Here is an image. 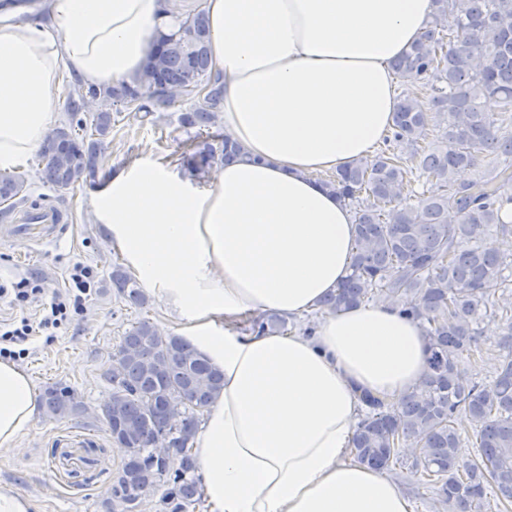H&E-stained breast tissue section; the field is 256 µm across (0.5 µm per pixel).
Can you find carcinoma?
Instances as JSON below:
<instances>
[{
	"label": "carcinoma",
	"instance_id": "1",
	"mask_svg": "<svg viewBox=\"0 0 512 512\" xmlns=\"http://www.w3.org/2000/svg\"><path fill=\"white\" fill-rule=\"evenodd\" d=\"M421 37L393 62L405 86L392 117L387 149L335 173L319 176L337 196L355 206V250L347 275L321 306L331 313L355 308L374 297L405 307L429 341L428 368L399 402L362 396L364 413L350 445L351 456L379 471L400 465L399 448L419 450L412 470L435 480V493L451 512L492 509L512 503V301L497 292L508 285L512 256L486 247L494 231L512 232L500 219L503 199L512 202V0H433ZM210 29L203 6L178 19V30L162 35L132 83L100 92L74 89L69 127L44 135L38 157L44 182L66 190L92 176L98 152L112 126L101 109L80 117L86 97L135 107L148 116L204 91L205 106L182 114L188 140L183 162L195 174L216 159L229 162L241 149L228 136L210 132L224 99V80L211 61ZM496 97L500 112L482 109ZM439 130L441 145L418 147L424 127ZM215 141L213 148L209 141ZM411 148L407 155L398 147ZM487 158L494 162L483 170ZM434 189L413 191L416 204L402 200L405 185L422 178ZM25 183L0 172V204L19 199ZM366 198H361L362 194ZM105 287L142 306L145 297L121 266L112 267ZM490 321L500 356L492 382L469 379L461 364L474 355ZM277 316H250L244 327L285 330ZM112 396L101 408L114 442L128 450L111 482L112 512H138L145 497L162 491L164 512H188L202 503L192 443L203 411L220 394L224 375L180 336H163L148 320L132 325L112 354ZM43 408L52 419L85 413L74 390L56 383L45 389ZM468 416L477 454L466 455L457 413ZM158 436L169 437L166 459L152 455Z\"/></svg>",
	"mask_w": 512,
	"mask_h": 512
}]
</instances>
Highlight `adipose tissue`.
Listing matches in <instances>:
<instances>
[{
  "instance_id": "1",
  "label": "adipose tissue",
  "mask_w": 512,
  "mask_h": 512,
  "mask_svg": "<svg viewBox=\"0 0 512 512\" xmlns=\"http://www.w3.org/2000/svg\"><path fill=\"white\" fill-rule=\"evenodd\" d=\"M224 132L247 161L188 190L139 164L112 177L99 212L145 287L186 318L224 372L194 446L209 512H411L401 487L345 456L360 393L398 402L427 369L419 323L387 302L321 318L313 335L255 334L244 315L301 318L345 276L355 224L317 182L372 154L400 104L391 61L421 35L432 0H205ZM0 12V170L39 147L60 72L103 88L132 80L162 0H40ZM37 407L30 376L0 360V448Z\"/></svg>"
}]
</instances>
